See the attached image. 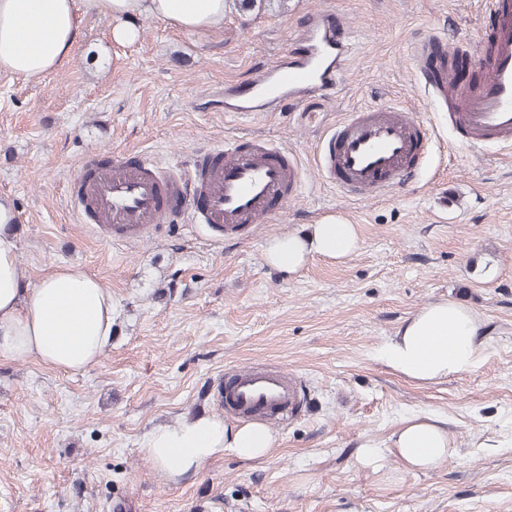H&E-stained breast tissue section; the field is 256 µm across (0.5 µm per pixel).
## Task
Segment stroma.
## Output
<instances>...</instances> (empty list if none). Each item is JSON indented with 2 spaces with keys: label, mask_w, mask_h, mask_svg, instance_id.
<instances>
[{
  "label": "stroma",
  "mask_w": 512,
  "mask_h": 512,
  "mask_svg": "<svg viewBox=\"0 0 512 512\" xmlns=\"http://www.w3.org/2000/svg\"><path fill=\"white\" fill-rule=\"evenodd\" d=\"M486 0H287L226 13L186 33L133 19L130 43L89 19L81 55L34 83L0 73V197L14 204L29 282L80 266L117 303L112 348L72 374L0 359V512H512V146H469L426 104L412 42L442 35L462 54ZM344 13L355 49L340 95L256 118L204 109L225 78L245 79L287 49L299 14ZM408 105L435 136L422 175L359 199L318 175L324 132L368 106ZM259 136L298 157V202L236 238L199 224L157 225L135 246L107 239L70 208L90 155L136 151L187 160L220 140ZM335 216L359 228L356 254L314 257L294 274L268 264L278 234ZM448 299L481 321L478 366L419 385L380 359L426 304ZM283 365L312 408L270 421L278 446L258 463L232 454L172 482L143 456L156 426L224 416L217 384L236 366ZM447 419L451 453L404 470L388 441L407 417ZM373 442L377 465L359 460Z\"/></svg>",
  "instance_id": "35a3bbf8"
}]
</instances>
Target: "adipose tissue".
Instances as JSON below:
<instances>
[{
  "label": "adipose tissue",
  "mask_w": 512,
  "mask_h": 512,
  "mask_svg": "<svg viewBox=\"0 0 512 512\" xmlns=\"http://www.w3.org/2000/svg\"><path fill=\"white\" fill-rule=\"evenodd\" d=\"M228 0H0V71L38 81L72 60L79 33L91 16L110 17L112 38H136L131 18H155L186 31L223 27ZM16 220L9 199H0V356L33 360L77 373L96 364L112 345L116 304L112 293L76 266L53 269L28 285L18 264ZM359 247L356 225L329 218L304 234L272 237L266 259L292 273L309 259H343ZM485 346L480 320L460 304L439 300L407 319L381 349L396 373L420 384L437 383L474 369ZM276 436L263 422L230 425L200 415L151 431L144 440L146 460L167 478L198 473L229 452L254 462L267 456ZM389 446L410 471H427L450 448L448 422L434 414L405 419Z\"/></svg>",
  "instance_id": "obj_1"
}]
</instances>
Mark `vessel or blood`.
Returning a JSON list of instances; mask_svg holds the SVG:
<instances>
[{"label": "vessel or blood", "mask_w": 512, "mask_h": 512, "mask_svg": "<svg viewBox=\"0 0 512 512\" xmlns=\"http://www.w3.org/2000/svg\"><path fill=\"white\" fill-rule=\"evenodd\" d=\"M297 28L273 63L248 80L226 79L213 93L225 113L262 116L313 97L338 96L353 49L344 15L314 8L300 16ZM414 66L428 104L447 111L450 128L465 143L512 141V0H492L470 61L453 62L444 40L428 36L416 46ZM428 146L427 130L413 112L381 106L329 129L315 165L345 196L359 197L415 180ZM300 195L296 156L245 138L202 147L188 162L165 167L132 155L109 163L89 156L70 198L79 214L94 211L106 232L136 243L167 216L237 235L270 223ZM219 394L225 410L245 420H285L306 403L302 381L281 366L232 368Z\"/></svg>", "instance_id": "1"}]
</instances>
